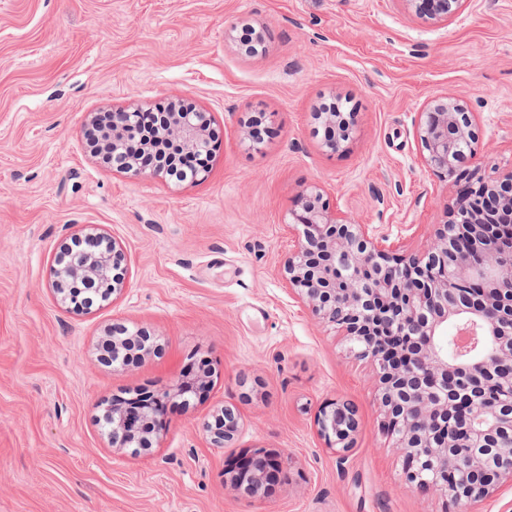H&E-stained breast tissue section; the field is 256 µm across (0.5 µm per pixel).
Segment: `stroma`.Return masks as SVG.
Masks as SVG:
<instances>
[{"label": "stroma", "instance_id": "35a3bbf8", "mask_svg": "<svg viewBox=\"0 0 512 512\" xmlns=\"http://www.w3.org/2000/svg\"><path fill=\"white\" fill-rule=\"evenodd\" d=\"M446 96L472 114L469 167L511 170L512 0H467L446 21L405 0H0V512H449L408 488L375 364L284 277L311 185L400 253L426 251L457 189L416 125ZM327 97L355 107L336 152L313 120ZM177 99L219 133L203 181L136 179L90 153L91 116ZM90 227L121 249L127 287L74 312L51 268ZM115 323L159 350L113 368L99 344ZM192 360L209 387L170 405L159 444L112 447L100 404L167 387ZM336 399L359 422L345 451L317 433ZM225 405L240 425L215 448L201 425ZM258 449L289 465L251 499L225 472Z\"/></svg>", "mask_w": 512, "mask_h": 512}]
</instances>
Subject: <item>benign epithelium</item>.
Wrapping results in <instances>:
<instances>
[{
    "label": "benign epithelium",
    "mask_w": 512,
    "mask_h": 512,
    "mask_svg": "<svg viewBox=\"0 0 512 512\" xmlns=\"http://www.w3.org/2000/svg\"><path fill=\"white\" fill-rule=\"evenodd\" d=\"M140 108L112 112V139L140 135ZM328 139L338 148L351 126L334 112H321ZM206 112H175L167 136L183 150L210 151ZM416 134L425 161L458 188L451 218L421 255L398 256L389 237L336 215L322 190L309 186L291 212L298 226L285 265L290 290L322 322L344 333L355 356L375 362L377 392L387 430L405 461L413 490L441 493L458 512L485 499L496 486L512 483V170L487 179L462 165L474 152L475 132L467 107L438 98L422 113ZM142 177L165 175L158 164L121 169ZM457 239L448 247V239ZM122 255L102 233L74 234L52 266V290L64 305L85 308L77 292L90 285L119 295L126 288ZM454 325L457 354L442 345ZM147 331L112 330V364L127 365L156 350ZM208 381L182 380L156 393L114 403L102 417L114 448H151L159 443L166 406L203 390ZM319 436L330 448H349L358 422L339 400L320 411ZM239 416L224 406L202 429L215 448L230 442ZM498 466L489 468L485 456ZM286 462L266 452L240 460L251 470L248 496L258 495L266 476H279Z\"/></svg>",
    "instance_id": "7a95c632"
}]
</instances>
